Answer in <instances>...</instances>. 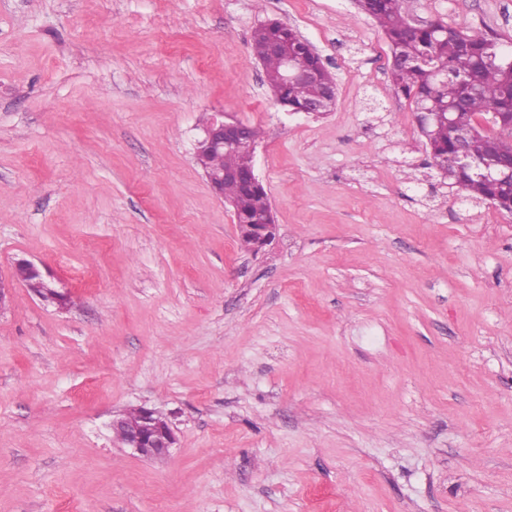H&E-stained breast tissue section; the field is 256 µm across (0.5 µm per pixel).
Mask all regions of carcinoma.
Here are the masks:
<instances>
[{"mask_svg":"<svg viewBox=\"0 0 512 512\" xmlns=\"http://www.w3.org/2000/svg\"><path fill=\"white\" fill-rule=\"evenodd\" d=\"M405 3L406 0H356L358 11L381 29L391 53L392 81L399 92L412 99L414 112H447L451 116V121H435L426 129L429 166L465 197L504 207L512 202V181L483 178L475 167L507 165L509 156L500 137L479 128L477 118L495 113L503 121L494 126L512 124V65L502 59L501 50L483 31L464 33L439 21L416 26ZM269 41L287 45L296 68L320 72L316 81L281 85V58L263 56L266 80L277 100L290 112H298L313 101H324L333 76L318 65V55L298 33L279 21H265L251 35L252 53H258ZM251 164L252 156L246 150L214 153L204 162L214 172L245 171ZM222 191L224 198L238 202L240 224H257L268 211L270 202L263 187L246 189L238 182H226ZM122 419L123 428L116 432L119 439L140 430L142 409L131 408Z\"/></svg>","mask_w":512,"mask_h":512,"instance_id":"carcinoma-1","label":"carcinoma"}]
</instances>
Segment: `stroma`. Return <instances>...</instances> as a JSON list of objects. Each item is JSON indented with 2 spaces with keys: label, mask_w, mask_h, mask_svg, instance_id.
Instances as JSON below:
<instances>
[{
  "label": "stroma",
  "mask_w": 512,
  "mask_h": 512,
  "mask_svg": "<svg viewBox=\"0 0 512 512\" xmlns=\"http://www.w3.org/2000/svg\"><path fill=\"white\" fill-rule=\"evenodd\" d=\"M512 46V0H406ZM292 27L336 80L287 114L250 49ZM354 0H0V512H512V213L427 168ZM259 133L278 224L244 251L196 164ZM167 416L138 457L113 415ZM143 409L144 421L142 408H131L122 414L123 428L122 431L115 432L116 437L122 440L124 434H133L139 431L133 438L127 439L124 444L142 457L164 458L169 455L170 449L177 442L174 430L166 419V426H162L158 420L160 416L155 411L148 408Z\"/></svg>",
  "instance_id": "obj_1"
}]
</instances>
